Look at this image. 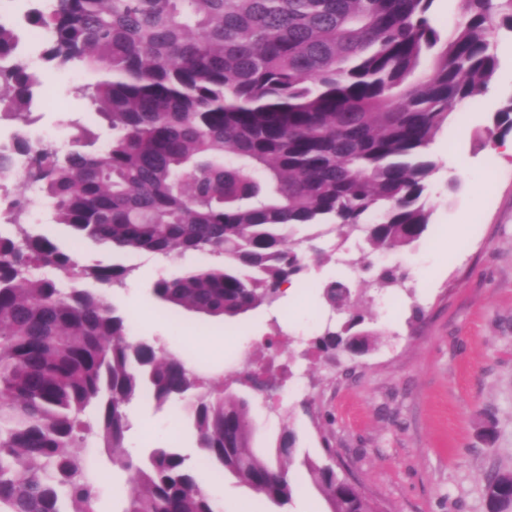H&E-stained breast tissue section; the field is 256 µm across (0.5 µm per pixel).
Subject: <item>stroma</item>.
Returning <instances> with one entry per match:
<instances>
[{
    "mask_svg": "<svg viewBox=\"0 0 512 512\" xmlns=\"http://www.w3.org/2000/svg\"><path fill=\"white\" fill-rule=\"evenodd\" d=\"M499 66L482 105L461 106L430 147L438 170L429 180L431 224L414 245L380 255L406 273L403 287H372V271L348 266L365 253L363 238L317 239L325 258L308 255L302 284L290 299L233 319L171 312L151 294L152 283L209 264L196 254L152 258L115 253L77 240L55 223L49 208L29 221L81 263L131 266L123 287L97 285L108 302L131 311L134 338L164 344L201 359L203 376L218 379L234 361L230 390L250 403L255 445L274 447L283 427L298 436L300 454H332L336 471L362 486L381 512H490L485 474L512 472V156L487 138L490 118L512 97V32L497 37ZM88 74H55L51 108L36 112L32 141L70 146L72 123H97L80 95ZM460 189L449 194V180ZM345 278L357 309L377 334L373 349L349 359L312 349L326 325L347 315L324 304L320 287ZM125 451L143 459L159 445L174 446L192 467L204 463L189 418L172 407L140 401ZM494 427L493 440L482 431ZM100 493L95 512H121L133 488L97 453ZM224 512H327L321 493L304 485L280 506L231 475L207 478Z\"/></svg>",
    "mask_w": 512,
    "mask_h": 512,
    "instance_id": "1",
    "label": "stroma"
}]
</instances>
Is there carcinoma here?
Segmentation results:
<instances>
[{"mask_svg":"<svg viewBox=\"0 0 512 512\" xmlns=\"http://www.w3.org/2000/svg\"><path fill=\"white\" fill-rule=\"evenodd\" d=\"M433 2L39 3L22 24L0 20V113L16 127L0 144V180L26 157V177L75 235L116 252L220 260L154 281L164 304L229 319L270 306L307 268L299 227L317 229L309 241L356 234L376 254L427 231L423 197L438 167L428 148L459 105L488 91L498 30L512 29V0H460L462 20L445 36ZM27 26L49 33L47 73L98 74L81 96L112 128L105 147L84 150L97 135L80 121L65 152L23 135L45 78L20 57ZM511 133L508 100L490 134ZM31 204L18 193L0 229V512H93L98 477L76 452L92 437L138 488L122 512H220L200 484L211 466L285 505L300 490L295 463L328 512H379L333 464L299 456L290 427L268 458L246 399L200 391L187 359L130 338L129 314L80 284L122 286L134 268L81 264L28 223ZM405 278L383 266L373 284ZM348 288L324 283L325 304L347 307ZM364 322L355 311L312 344L363 356ZM135 400L187 413L208 468L169 446L139 464L122 454ZM484 491L491 512L512 506V474L487 475Z\"/></svg>","mask_w":512,"mask_h":512,"instance_id":"cac0c4a2","label":"carcinoma"}]
</instances>
